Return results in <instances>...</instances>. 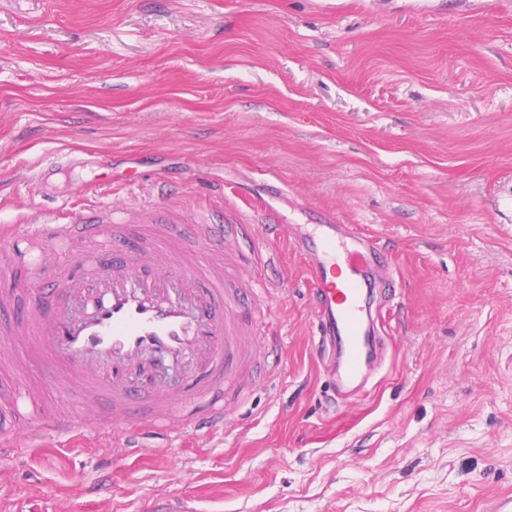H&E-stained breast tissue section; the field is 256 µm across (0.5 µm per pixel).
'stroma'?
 <instances>
[{
	"instance_id": "stroma-1",
	"label": "stroma",
	"mask_w": 512,
	"mask_h": 512,
	"mask_svg": "<svg viewBox=\"0 0 512 512\" xmlns=\"http://www.w3.org/2000/svg\"><path fill=\"white\" fill-rule=\"evenodd\" d=\"M163 182L193 218L264 208L287 224L256 244L280 284L282 374L225 431L131 456L17 426L30 446L0 468V512L169 497L195 512H487L512 496V0H0V233L104 203L130 223ZM327 218L387 254L385 363L344 403L299 244ZM104 469L108 498L86 489Z\"/></svg>"
}]
</instances>
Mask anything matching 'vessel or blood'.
I'll return each instance as SVG.
<instances>
[{
  "label": "vessel or blood",
  "instance_id": "1",
  "mask_svg": "<svg viewBox=\"0 0 512 512\" xmlns=\"http://www.w3.org/2000/svg\"><path fill=\"white\" fill-rule=\"evenodd\" d=\"M135 211L149 226L147 239H131L100 208L72 224L45 219L23 230V238L44 245L58 273L52 289L31 292L21 305L13 289H0V309H21L0 334V355L10 354L18 380L14 418L36 424L41 437L107 434L134 452L148 433L175 439L218 430L232 401L270 380L281 363L278 328L255 336L246 326L267 290L262 261L247 245L260 236L287 238V225L270 211L257 222L231 211L210 215L196 226L204 245L196 256L182 246L178 213L154 202ZM59 239L112 248L92 265H61L50 249ZM307 253L318 343L343 357L333 381L343 399L364 386L372 267L381 252L374 241L333 227ZM35 360L77 392L89 421L48 410L43 386L26 382Z\"/></svg>",
  "mask_w": 512,
  "mask_h": 512
}]
</instances>
